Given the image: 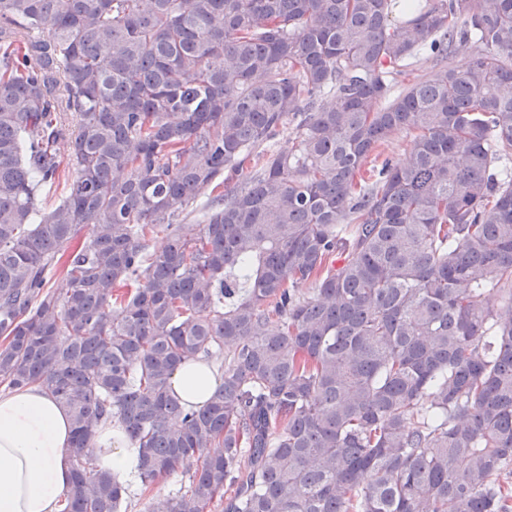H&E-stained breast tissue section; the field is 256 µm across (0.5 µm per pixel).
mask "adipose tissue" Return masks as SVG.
Here are the masks:
<instances>
[{"label": "adipose tissue", "mask_w": 512, "mask_h": 512, "mask_svg": "<svg viewBox=\"0 0 512 512\" xmlns=\"http://www.w3.org/2000/svg\"><path fill=\"white\" fill-rule=\"evenodd\" d=\"M218 384L204 359L182 363L172 391L202 407ZM73 426L67 411L40 387L0 392V512H60L72 475ZM93 465L119 483L135 473L132 443L119 423L97 426Z\"/></svg>", "instance_id": "1"}]
</instances>
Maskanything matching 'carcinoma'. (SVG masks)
Returning <instances> with one entry per match:
<instances>
[{"instance_id":"cac0c4a2","label":"carcinoma","mask_w":512,"mask_h":512,"mask_svg":"<svg viewBox=\"0 0 512 512\" xmlns=\"http://www.w3.org/2000/svg\"><path fill=\"white\" fill-rule=\"evenodd\" d=\"M395 7L0 0V387L71 416L61 512H127L111 419L144 488L187 478L145 512H512V0ZM428 53H423L417 57L407 60L404 67H401V73L396 75V89L412 83L424 77L432 65L431 60L428 58ZM412 141L413 136L409 132L400 131L393 134L380 147L379 150L382 152V156L378 159L377 162L368 163L366 169L371 168L372 165H376L374 174H377L378 169L380 168L381 161L385 156L403 158L405 154L409 151ZM218 385L212 364L204 359L182 363L171 378L172 391L193 408L202 407ZM92 446L95 470L107 472L120 484L134 476L136 458L130 449L133 445L118 422L97 426Z\"/></svg>"}]
</instances>
